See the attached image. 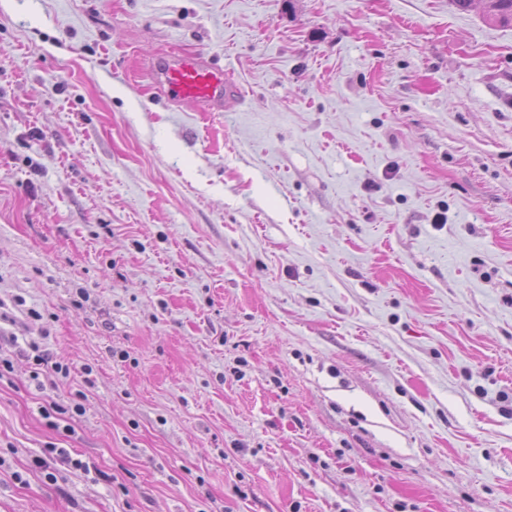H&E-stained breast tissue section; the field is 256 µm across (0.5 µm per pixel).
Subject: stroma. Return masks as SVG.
Wrapping results in <instances>:
<instances>
[{"label": "stroma", "instance_id": "obj_1", "mask_svg": "<svg viewBox=\"0 0 512 512\" xmlns=\"http://www.w3.org/2000/svg\"><path fill=\"white\" fill-rule=\"evenodd\" d=\"M0 354V512H512V24L0 0ZM158 86L171 101L192 100L205 111H218L223 100L241 94L228 73L212 67L201 56L169 64Z\"/></svg>", "mask_w": 512, "mask_h": 512}]
</instances>
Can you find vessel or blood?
<instances>
[{
  "label": "vessel or blood",
  "instance_id": "1",
  "mask_svg": "<svg viewBox=\"0 0 512 512\" xmlns=\"http://www.w3.org/2000/svg\"><path fill=\"white\" fill-rule=\"evenodd\" d=\"M159 88L171 101L191 100L206 111L219 110L223 100L241 94L229 74L199 56L181 58L168 65Z\"/></svg>",
  "mask_w": 512,
  "mask_h": 512
}]
</instances>
